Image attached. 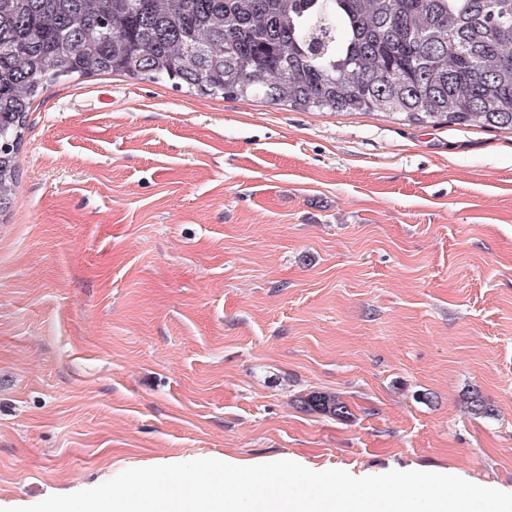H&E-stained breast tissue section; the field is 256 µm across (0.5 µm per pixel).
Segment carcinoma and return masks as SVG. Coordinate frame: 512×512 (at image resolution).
I'll return each instance as SVG.
<instances>
[{
  "label": "carcinoma",
  "instance_id": "carcinoma-1",
  "mask_svg": "<svg viewBox=\"0 0 512 512\" xmlns=\"http://www.w3.org/2000/svg\"><path fill=\"white\" fill-rule=\"evenodd\" d=\"M120 74L303 112L512 131V0H0V215L47 83ZM300 408L350 414L335 394ZM475 415H494L478 393Z\"/></svg>",
  "mask_w": 512,
  "mask_h": 512
}]
</instances>
